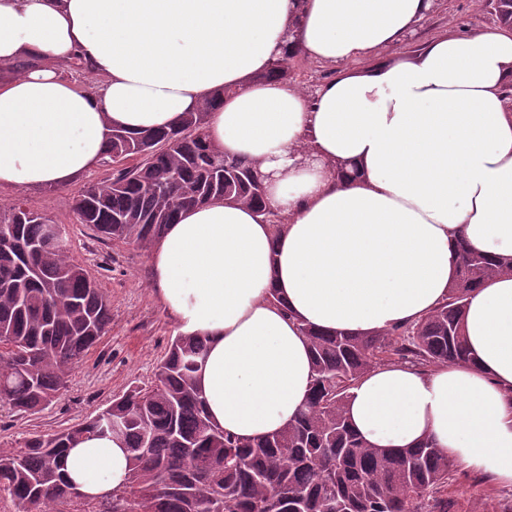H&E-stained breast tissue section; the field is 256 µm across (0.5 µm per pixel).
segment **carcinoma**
I'll use <instances>...</instances> for the list:
<instances>
[{
  "instance_id": "1",
  "label": "carcinoma",
  "mask_w": 512,
  "mask_h": 512,
  "mask_svg": "<svg viewBox=\"0 0 512 512\" xmlns=\"http://www.w3.org/2000/svg\"><path fill=\"white\" fill-rule=\"evenodd\" d=\"M215 104L184 113L169 129L116 130L106 149L115 167L76 198L78 223L148 251L183 210L219 201L247 204L281 230L285 218L266 210L257 166L207 140L205 118ZM49 223L22 202L0 205V405L24 413L52 403L112 322L106 294L50 237ZM504 274H512V258L462 243L448 298L420 321L365 336L301 326L312 351L308 400L288 428L252 441L209 420L197 383L207 339L180 333L154 388L0 448V495L23 512H71L87 497L62 471L67 449L87 435L111 434L127 442L131 465L98 512H457L448 498L455 462L430 438L400 451L366 444L346 416V399L381 363L429 368L467 360V301Z\"/></svg>"
}]
</instances>
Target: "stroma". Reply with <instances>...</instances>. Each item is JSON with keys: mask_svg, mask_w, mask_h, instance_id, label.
<instances>
[{"mask_svg": "<svg viewBox=\"0 0 512 512\" xmlns=\"http://www.w3.org/2000/svg\"><path fill=\"white\" fill-rule=\"evenodd\" d=\"M496 18L483 0H447L445 8L408 32L394 55H412L439 34L472 28L496 29ZM111 160L67 186H13L0 190V203L24 201L44 212L65 231L71 258L81 264L107 295L112 309L108 333L71 370L64 389L41 412L19 413L0 406V448L18 446L33 434H50L94 416L113 400L137 387L155 383L156 368L179 332L151 284L150 254L135 245L104 241L78 224L73 205L84 186L107 175ZM476 469L458 468L448 494L469 512L479 495L512 501V490L480 480Z\"/></svg>", "mask_w": 512, "mask_h": 512, "instance_id": "stroma-1", "label": "stroma"}]
</instances>
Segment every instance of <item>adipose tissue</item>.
Returning a JSON list of instances; mask_svg holds the SVG:
<instances>
[{
	"label": "adipose tissue",
	"mask_w": 512,
	"mask_h": 512,
	"mask_svg": "<svg viewBox=\"0 0 512 512\" xmlns=\"http://www.w3.org/2000/svg\"><path fill=\"white\" fill-rule=\"evenodd\" d=\"M432 0H0V188L65 185L104 158L116 127L167 129L207 101L205 135L268 174L265 206L180 213L155 246L153 282L181 333L206 337L198 375L212 422L243 439L277 432L312 376L298 326L363 335L434 311L459 243L512 256V36L477 28L386 56ZM290 57L330 64L315 92L268 77ZM33 65L21 75L11 67ZM78 60L87 89L60 70ZM278 301H270V293ZM466 362L384 363L351 389L365 442L424 438L512 487V274L468 300ZM130 455L80 440L63 468L101 497Z\"/></svg>",
	"instance_id": "obj_1"
}]
</instances>
